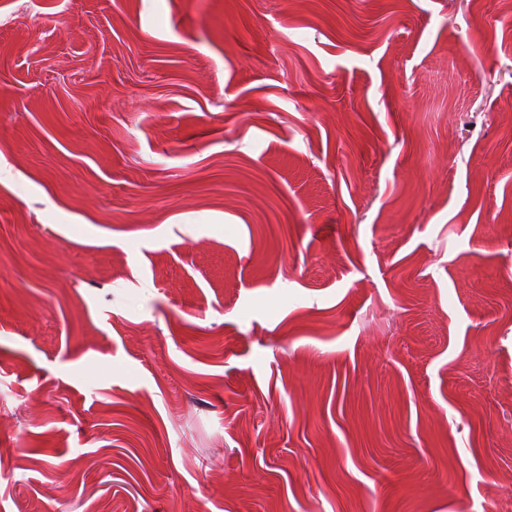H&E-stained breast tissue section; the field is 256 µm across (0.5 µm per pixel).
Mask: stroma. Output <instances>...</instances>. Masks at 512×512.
Masks as SVG:
<instances>
[{
    "instance_id": "obj_1",
    "label": "stroma",
    "mask_w": 512,
    "mask_h": 512,
    "mask_svg": "<svg viewBox=\"0 0 512 512\" xmlns=\"http://www.w3.org/2000/svg\"><path fill=\"white\" fill-rule=\"evenodd\" d=\"M0 13V512H498L512 0Z\"/></svg>"
}]
</instances>
